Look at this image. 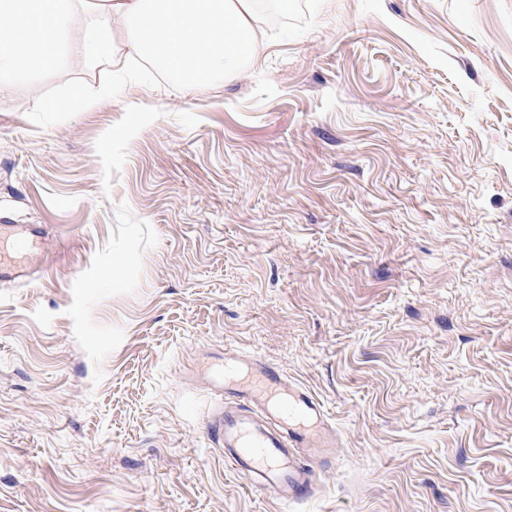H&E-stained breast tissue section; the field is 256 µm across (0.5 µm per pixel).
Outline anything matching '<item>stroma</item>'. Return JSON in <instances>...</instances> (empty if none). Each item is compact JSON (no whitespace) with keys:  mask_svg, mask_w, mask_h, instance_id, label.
Masks as SVG:
<instances>
[{"mask_svg":"<svg viewBox=\"0 0 512 512\" xmlns=\"http://www.w3.org/2000/svg\"><path fill=\"white\" fill-rule=\"evenodd\" d=\"M262 19L207 90L73 51L0 97V221L48 231L0 283V512H512V0ZM228 348L323 403L310 499L205 438Z\"/></svg>","mask_w":512,"mask_h":512,"instance_id":"1","label":"stroma"}]
</instances>
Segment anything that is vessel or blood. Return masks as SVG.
<instances>
[{
  "mask_svg": "<svg viewBox=\"0 0 512 512\" xmlns=\"http://www.w3.org/2000/svg\"><path fill=\"white\" fill-rule=\"evenodd\" d=\"M0 238L14 246L0 250V281L26 279L25 256L40 251L46 238L42 225L1 224ZM205 381L223 399L207 415L205 430L225 462L253 489L283 502L311 497L315 467L336 446L321 401L263 359L231 350Z\"/></svg>",
  "mask_w": 512,
  "mask_h": 512,
  "instance_id": "vessel-or-blood-1",
  "label": "vessel or blood"
}]
</instances>
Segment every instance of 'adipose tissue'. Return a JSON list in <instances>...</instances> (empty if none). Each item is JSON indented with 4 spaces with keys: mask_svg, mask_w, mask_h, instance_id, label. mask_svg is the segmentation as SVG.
I'll return each instance as SVG.
<instances>
[{
    "mask_svg": "<svg viewBox=\"0 0 512 512\" xmlns=\"http://www.w3.org/2000/svg\"><path fill=\"white\" fill-rule=\"evenodd\" d=\"M72 42L93 67L146 62L198 90L237 78L265 46L257 0H0V95L19 74H53Z\"/></svg>",
    "mask_w": 512,
    "mask_h": 512,
    "instance_id": "adipose-tissue-1",
    "label": "adipose tissue"
}]
</instances>
